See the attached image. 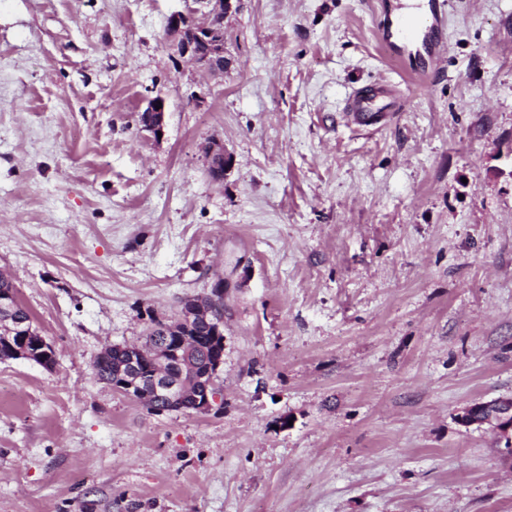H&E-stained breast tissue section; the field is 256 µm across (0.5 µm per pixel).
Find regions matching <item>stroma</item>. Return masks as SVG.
Returning a JSON list of instances; mask_svg holds the SVG:
<instances>
[{
	"label": "stroma",
	"instance_id": "35a3bbf8",
	"mask_svg": "<svg viewBox=\"0 0 512 512\" xmlns=\"http://www.w3.org/2000/svg\"><path fill=\"white\" fill-rule=\"evenodd\" d=\"M400 2L240 0L212 77L185 0H0V271L56 358L0 362V512H512L457 420L512 398V0H448L431 58L377 37ZM226 275L209 413L93 378ZM232 1L193 0L206 10L190 7L172 13L166 26V47L180 57L188 56L210 75H223L224 37L218 28L231 12ZM346 107L352 121L363 127L375 126L385 120L389 112H397L383 86L354 92ZM156 106H160V109H156ZM146 112L148 116V122L146 126H143L140 122L141 127L149 131L154 135L155 138L159 139L164 135L165 129V117H166V103L162 97H155L147 102L146 107L140 112ZM158 132H161V136H158ZM208 160V168L215 170L214 180L221 181L224 179V173L231 165L230 157L224 150V144L219 141L210 142L205 148Z\"/></svg>",
	"mask_w": 512,
	"mask_h": 512
}]
</instances>
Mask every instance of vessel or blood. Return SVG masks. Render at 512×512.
Masks as SVG:
<instances>
[{"instance_id":"obj_1","label":"vessel or blood","mask_w":512,"mask_h":512,"mask_svg":"<svg viewBox=\"0 0 512 512\" xmlns=\"http://www.w3.org/2000/svg\"><path fill=\"white\" fill-rule=\"evenodd\" d=\"M447 0H427L426 11L413 19L400 17L381 22L378 33L383 41L404 47L423 49L426 54L439 52L447 16ZM347 108L353 122L372 127L386 119L394 109L384 87L354 92Z\"/></svg>"}]
</instances>
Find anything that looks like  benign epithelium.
<instances>
[{
    "instance_id": "7a95c632",
    "label": "benign epithelium",
    "mask_w": 512,
    "mask_h": 512,
    "mask_svg": "<svg viewBox=\"0 0 512 512\" xmlns=\"http://www.w3.org/2000/svg\"><path fill=\"white\" fill-rule=\"evenodd\" d=\"M198 7L177 11L170 15L166 26V47L180 57H189L203 71L210 75L224 74V37L219 27L224 24V16L233 8L232 0H193ZM144 112L148 122L144 130L158 135L164 132L166 103L162 97L147 102ZM208 167L215 170L214 180L224 179V173L231 165L230 157L219 141L210 142L205 148ZM234 287L226 277L217 279L209 293L201 296L195 306L180 312L178 319L183 330L192 329L196 314H208L224 303V293ZM14 296L10 291L0 290V344L6 346V356L11 360L23 359L34 362L48 370L55 366L54 350L46 338L32 332L26 322L13 316ZM175 358L181 364L180 353L164 346L152 350L148 355L141 349H128L125 370L119 379L112 383L113 388L124 394L143 400L158 398L165 400L178 410H183L182 402L186 394L184 369L169 373L160 367L166 358ZM216 394L204 389L192 397L188 409L197 413L212 410ZM480 407L474 403L464 407L458 415V422L470 427L479 423Z\"/></svg>"
}]
</instances>
